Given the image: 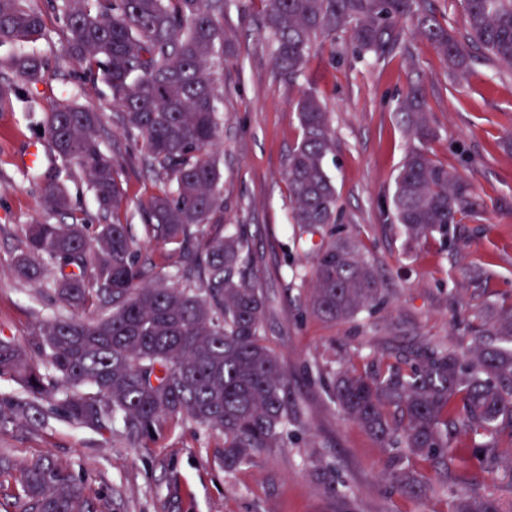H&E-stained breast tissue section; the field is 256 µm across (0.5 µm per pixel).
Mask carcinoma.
Here are the masks:
<instances>
[{
  "mask_svg": "<svg viewBox=\"0 0 512 512\" xmlns=\"http://www.w3.org/2000/svg\"><path fill=\"white\" fill-rule=\"evenodd\" d=\"M265 34L277 68L304 73L320 39L349 37L355 51L380 59L404 53L406 28L429 42L450 78L468 79L474 58L512 72V0H457L466 34L441 24L426 0H262ZM64 22L65 54L104 84L116 120L145 168L159 183L146 204L147 223L134 234L111 219L123 203L120 165L99 140L100 113L73 101L56 104L44 127L63 165L76 163L90 181L108 223L95 235L76 214L65 185L44 184L47 209L66 224L36 220L23 229L15 274L37 283L53 276L57 299L73 311L37 323L23 342L0 336V380L21 396L0 395V426L41 427L59 416L85 429L116 430L133 446L168 423L189 418L224 433V468L251 464L281 448L297 415L288 372L263 325L267 298L246 274L252 262L242 229L205 235L224 223L220 160L207 153L224 131V89L217 73L232 54L224 33L228 0H48ZM46 36L32 0H0V46H23ZM16 89L43 80L48 62L35 54L7 58ZM405 132L420 146L407 152L390 207L407 244L429 237L448 244L450 226L474 215L479 202L455 171L424 148L435 138L421 88L410 86L397 106ZM300 139L288 157L291 220L314 234L337 220L336 187L325 169L336 131L316 93L295 101ZM161 239L180 251L174 273L142 258L143 241ZM308 308L317 318L349 321L382 300L379 275L345 239L321 246L312 264ZM467 347L428 345L406 366L356 373L330 366L332 402L383 445L405 458L441 463L477 461L489 471L503 463L499 444L512 439V304L491 305ZM469 445L459 448L455 436ZM25 499V512H97L80 478L47 456L21 463L0 459ZM413 497L436 489L409 467L392 475ZM451 512H512L472 492Z\"/></svg>",
  "mask_w": 512,
  "mask_h": 512,
  "instance_id": "carcinoma-1",
  "label": "carcinoma"
}]
</instances>
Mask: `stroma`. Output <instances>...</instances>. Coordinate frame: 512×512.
<instances>
[{"mask_svg":"<svg viewBox=\"0 0 512 512\" xmlns=\"http://www.w3.org/2000/svg\"><path fill=\"white\" fill-rule=\"evenodd\" d=\"M263 11L262 0H232L224 15L237 57L218 74L224 135L215 152L223 172L224 221L247 231L253 253L247 273L269 297L264 328L299 404L285 447L228 471L223 434L189 419L167 424L140 447L118 434L53 419L41 429L0 428V457L18 463L51 456L80 476L102 512H450L454 499L468 491L456 479V463L413 460L425 481L447 483L448 491L422 499L401 492L392 480L394 449L338 410L318 372L332 360L365 372L404 361L429 343L458 347L464 339L450 320L452 311L466 316L488 303H512V147L505 143L512 134V74L481 59L456 85L434 48L412 34L408 53L384 60L358 58L343 37L323 41L292 81L276 68L272 46L259 31ZM45 23L47 37L33 50L48 60V75L0 109V336L20 341L38 321L62 311L50 282L32 286L11 268L25 224L63 221L45 206L46 179L66 183L90 227L104 221L84 173L75 165L62 168L48 148L44 113L68 99L101 114V145L122 164L123 223L143 224L142 205L157 191L140 159L127 154L107 88L90 82L65 55L67 30L53 12H46ZM412 82L424 87L437 131L426 145L430 157L461 174L481 209L451 227L448 246L429 238L408 252L388 198L413 145L396 114L398 98ZM303 87L315 91L336 126L326 169L336 185L339 219L324 227L321 238H348L376 267L384 288L381 303L352 322L327 323L307 310L311 253L298 244V229L289 222L285 181L288 155L300 138L294 103ZM33 141L47 146L37 170L22 160ZM318 459L334 468L335 492L312 475Z\"/></svg>","mask_w":512,"mask_h":512,"instance_id":"obj_1","label":"stroma"}]
</instances>
